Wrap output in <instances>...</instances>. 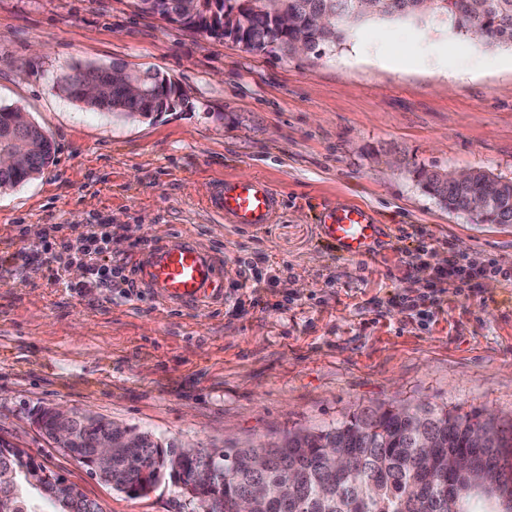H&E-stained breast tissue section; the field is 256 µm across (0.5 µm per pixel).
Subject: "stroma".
Listing matches in <instances>:
<instances>
[{"instance_id":"35a3bbf8","label":"stroma","mask_w":512,"mask_h":512,"mask_svg":"<svg viewBox=\"0 0 512 512\" xmlns=\"http://www.w3.org/2000/svg\"><path fill=\"white\" fill-rule=\"evenodd\" d=\"M398 51L417 65H384ZM116 62L169 75L183 104L130 117L59 89L76 67ZM0 106L26 112L54 149L40 174L0 190V438L103 512L197 506L168 480L138 497L113 490L54 447L33 410L218 450L380 404L512 420V226L448 211L415 174L512 181V46L440 17L374 19L286 57L133 0H0ZM227 176L278 190L273 224L239 232L210 214ZM345 203L383 225L373 256L321 241L319 211ZM101 226L122 266L157 236L192 234L224 259L223 300L184 308L146 288L86 287L78 247ZM453 259L473 275L446 296L426 271Z\"/></svg>"}]
</instances>
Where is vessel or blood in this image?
<instances>
[{
	"label": "vessel or blood",
	"mask_w": 512,
	"mask_h": 512,
	"mask_svg": "<svg viewBox=\"0 0 512 512\" xmlns=\"http://www.w3.org/2000/svg\"><path fill=\"white\" fill-rule=\"evenodd\" d=\"M207 205L225 223L256 232L272 223L278 197L265 180L227 178ZM319 229L349 259L372 255L380 232L375 216L357 204L323 210ZM133 268L136 285L167 304L201 307L224 297L223 260L187 236L156 239L134 259Z\"/></svg>",
	"instance_id": "1"
}]
</instances>
